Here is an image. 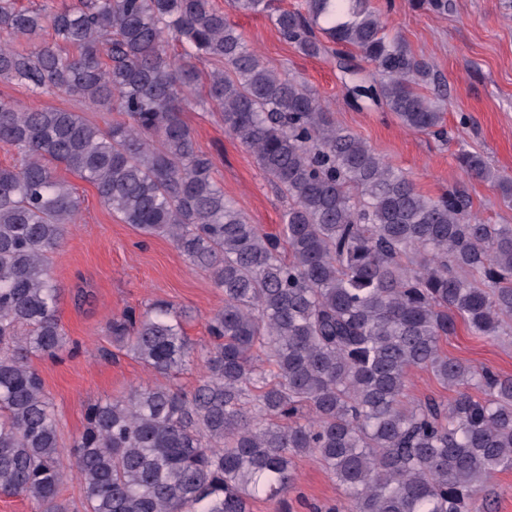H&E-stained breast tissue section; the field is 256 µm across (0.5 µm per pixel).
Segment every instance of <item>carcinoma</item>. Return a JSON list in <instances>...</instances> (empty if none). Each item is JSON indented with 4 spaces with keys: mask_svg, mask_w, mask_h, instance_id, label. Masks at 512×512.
I'll return each instance as SVG.
<instances>
[{
    "mask_svg": "<svg viewBox=\"0 0 512 512\" xmlns=\"http://www.w3.org/2000/svg\"><path fill=\"white\" fill-rule=\"evenodd\" d=\"M226 5L267 15L306 56L338 46L354 100L444 134L441 106L420 91L431 64L388 36L370 0ZM39 32L53 42L16 47ZM171 40L183 56L168 53ZM349 47L374 66L372 80L348 64ZM195 58L215 64L199 103L288 200L279 237L224 198L211 158L195 150L181 117L200 80ZM0 82L125 115L101 126L0 97V144L20 156L0 167L1 494L66 512L60 492L73 474L86 512H249L259 497L285 504L295 460L312 457L344 492L327 512H488L492 480L512 468V375L451 358L442 341L459 320L478 338L512 340V225L486 223L456 189L421 194L315 92L268 68L216 0L35 11L0 0ZM458 161L512 204L511 176L476 152ZM57 165L224 293L193 391L148 386L96 401L66 451L30 364L76 352L49 265L80 201ZM107 331L151 372L176 374L193 354L161 299L111 317ZM418 369L456 396L410 399Z\"/></svg>",
    "mask_w": 512,
    "mask_h": 512,
    "instance_id": "carcinoma-1",
    "label": "carcinoma"
}]
</instances>
